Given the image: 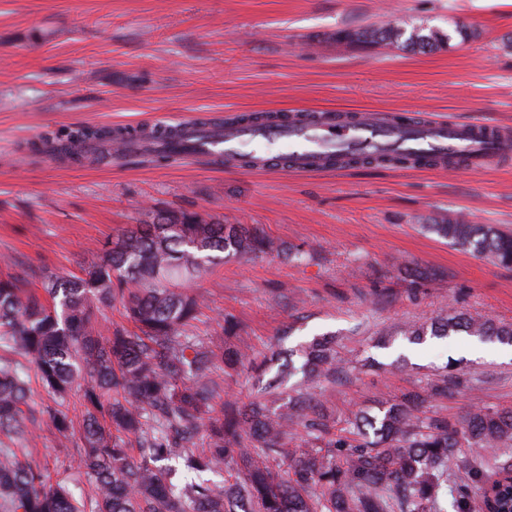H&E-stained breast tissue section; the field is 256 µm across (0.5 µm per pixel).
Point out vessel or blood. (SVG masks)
Segmentation results:
<instances>
[{
  "label": "vessel or blood",
  "mask_w": 512,
  "mask_h": 512,
  "mask_svg": "<svg viewBox=\"0 0 512 512\" xmlns=\"http://www.w3.org/2000/svg\"><path fill=\"white\" fill-rule=\"evenodd\" d=\"M178 129L189 155L231 163L245 146L260 143L268 149L277 148L289 159L290 170L305 173L330 169L329 149L353 144L390 154L458 157L471 171L495 167L512 156V134L469 138L462 136L457 127L420 116L400 123L366 113L352 121L338 118L315 124L259 117L221 128L195 119L179 123Z\"/></svg>",
  "instance_id": "b4317fda"
}]
</instances>
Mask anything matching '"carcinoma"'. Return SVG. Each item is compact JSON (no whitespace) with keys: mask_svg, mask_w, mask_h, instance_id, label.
Here are the masks:
<instances>
[{"mask_svg":"<svg viewBox=\"0 0 512 512\" xmlns=\"http://www.w3.org/2000/svg\"><path fill=\"white\" fill-rule=\"evenodd\" d=\"M336 38L422 54L452 40L437 28L408 34L393 25ZM173 134L82 126L50 141L79 160L88 144L110 150L139 138L168 163L182 156L162 143ZM158 215L146 213L83 275L43 276L42 295L14 276L0 277V436L21 442L0 446V512H437L448 486L457 512H469L473 494L493 512H512L509 485H491L492 477L512 473L511 409L481 407L452 423L424 416L418 399L407 398L360 412L338 434L326 408L302 394L304 385L336 376V352L325 339L300 350L301 363L281 365L255 401L205 417L220 391L215 368L245 366L263 376L272 359L190 335L200 306L183 285L226 258L288 248L253 227L197 212H167L170 228L155 223ZM430 230L512 267L509 231L451 220ZM116 302L135 330L116 328L102 342L105 310ZM459 332L512 345V323L455 311L406 335ZM34 383L50 400L39 411L29 406ZM73 396L82 407L78 427ZM44 425L73 438L71 465L54 476L27 453ZM296 427L307 437L302 448L287 446ZM221 470L224 483L205 478ZM179 473L190 479L179 483ZM77 475L93 493L74 494Z\"/></svg>","mask_w":512,"mask_h":512,"instance_id":"carcinoma-1","label":"carcinoma"}]
</instances>
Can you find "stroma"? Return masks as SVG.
<instances>
[{
    "instance_id": "35a3bbf8",
    "label": "stroma",
    "mask_w": 512,
    "mask_h": 512,
    "mask_svg": "<svg viewBox=\"0 0 512 512\" xmlns=\"http://www.w3.org/2000/svg\"><path fill=\"white\" fill-rule=\"evenodd\" d=\"M390 23L476 38L429 54L337 39ZM512 0H0V276L30 287L79 272L147 210L195 211L263 229L300 257H230L196 282L193 335L263 357L334 339L342 372L313 385L337 428L377 401L463 385L428 400L458 421L512 409V360L459 334L413 344L403 329L448 309L512 322V268L448 243L431 223L512 230V160L486 172L354 165L255 174L183 157H49L80 126L217 123L307 107L512 127Z\"/></svg>"
}]
</instances>
